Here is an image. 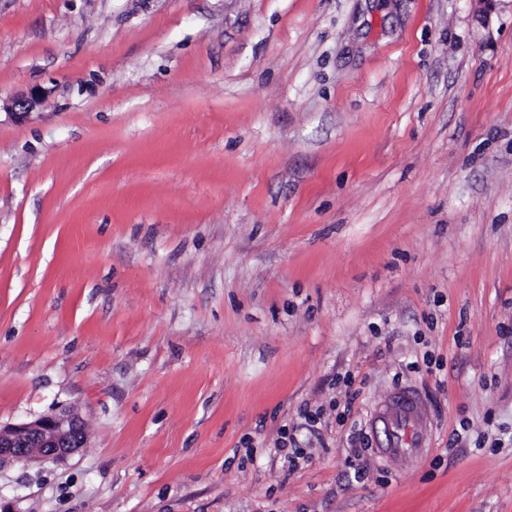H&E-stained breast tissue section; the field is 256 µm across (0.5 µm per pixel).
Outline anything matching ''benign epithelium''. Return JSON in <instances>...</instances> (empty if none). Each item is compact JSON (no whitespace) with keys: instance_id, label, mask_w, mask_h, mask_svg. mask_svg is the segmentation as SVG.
<instances>
[{"instance_id":"benign-epithelium-1","label":"benign epithelium","mask_w":512,"mask_h":512,"mask_svg":"<svg viewBox=\"0 0 512 512\" xmlns=\"http://www.w3.org/2000/svg\"><path fill=\"white\" fill-rule=\"evenodd\" d=\"M46 92L33 89L16 98V114L26 117L29 110L46 101ZM87 443L85 422L71 409L44 415L32 422L0 425V469L18 463L42 459H64Z\"/></svg>"}]
</instances>
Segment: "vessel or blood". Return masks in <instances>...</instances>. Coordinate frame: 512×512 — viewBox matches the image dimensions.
Instances as JSON below:
<instances>
[{"label": "vessel or blood", "mask_w": 512, "mask_h": 512, "mask_svg": "<svg viewBox=\"0 0 512 512\" xmlns=\"http://www.w3.org/2000/svg\"><path fill=\"white\" fill-rule=\"evenodd\" d=\"M428 412L413 388L393 391L373 412L369 427L378 452L392 460L407 462L424 455L428 444Z\"/></svg>", "instance_id": "1"}]
</instances>
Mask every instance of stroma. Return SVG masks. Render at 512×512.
Returning a JSON list of instances; mask_svg holds the SVG:
<instances>
[{
  "label": "stroma",
  "instance_id": "stroma-1",
  "mask_svg": "<svg viewBox=\"0 0 512 512\" xmlns=\"http://www.w3.org/2000/svg\"><path fill=\"white\" fill-rule=\"evenodd\" d=\"M64 407L0 512H512V0H0V425ZM428 421L421 395L412 387H401L378 405L369 427L381 455L407 462L424 455L428 447Z\"/></svg>",
  "mask_w": 512,
  "mask_h": 512
}]
</instances>
